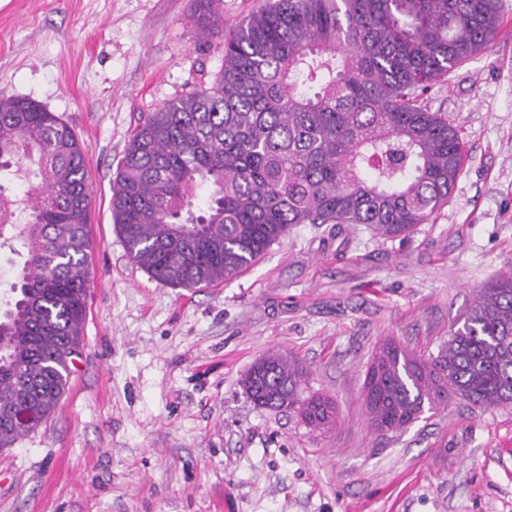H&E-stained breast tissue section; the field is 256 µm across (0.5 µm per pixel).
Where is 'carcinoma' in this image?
Segmentation results:
<instances>
[{"label": "carcinoma", "mask_w": 512, "mask_h": 512, "mask_svg": "<svg viewBox=\"0 0 512 512\" xmlns=\"http://www.w3.org/2000/svg\"><path fill=\"white\" fill-rule=\"evenodd\" d=\"M196 0L204 31L223 25ZM499 0H274L224 42L208 87L134 131L112 186V216L131 260L175 288L230 280L297 224H365L410 235L446 203L463 144L426 95L483 49ZM37 178L23 196L0 180V248L24 262L0 307V449L58 407L87 309L90 201L71 127L26 98L0 95V176ZM209 200L195 211L196 190ZM309 369L275 352L242 380L258 407L307 426L336 423ZM363 403L379 434L425 410L512 403V274L477 290L427 358L393 336L376 344ZM31 419L21 422L18 414Z\"/></svg>", "instance_id": "1"}]
</instances>
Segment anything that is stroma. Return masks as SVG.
<instances>
[{"instance_id": "1", "label": "stroma", "mask_w": 512, "mask_h": 512, "mask_svg": "<svg viewBox=\"0 0 512 512\" xmlns=\"http://www.w3.org/2000/svg\"><path fill=\"white\" fill-rule=\"evenodd\" d=\"M260 0H0V94L75 132L92 189L80 356L56 412L0 450V512H512V403L462 401L379 435L362 405L376 342L437 356L473 293L512 273V0L495 38L430 93L466 156L448 205L410 237L299 224L238 277L175 288L129 257L112 218L143 119L212 82ZM310 368L336 425L257 407L271 352Z\"/></svg>"}]
</instances>
